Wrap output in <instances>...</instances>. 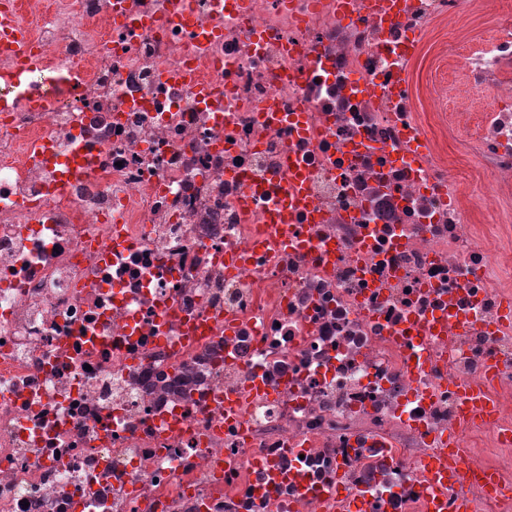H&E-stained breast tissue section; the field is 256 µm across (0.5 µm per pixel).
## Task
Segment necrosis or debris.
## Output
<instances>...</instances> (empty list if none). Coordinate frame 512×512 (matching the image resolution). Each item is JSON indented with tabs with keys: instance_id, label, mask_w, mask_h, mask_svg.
I'll use <instances>...</instances> for the list:
<instances>
[{
	"instance_id": "4bbe7bcc",
	"label": "necrosis or debris",
	"mask_w": 512,
	"mask_h": 512,
	"mask_svg": "<svg viewBox=\"0 0 512 512\" xmlns=\"http://www.w3.org/2000/svg\"><path fill=\"white\" fill-rule=\"evenodd\" d=\"M378 2L16 0L0 512H512V0ZM447 457L437 456L427 461L425 465L426 479L434 483L438 489L460 487L461 478L455 469L448 467Z\"/></svg>"
}]
</instances>
